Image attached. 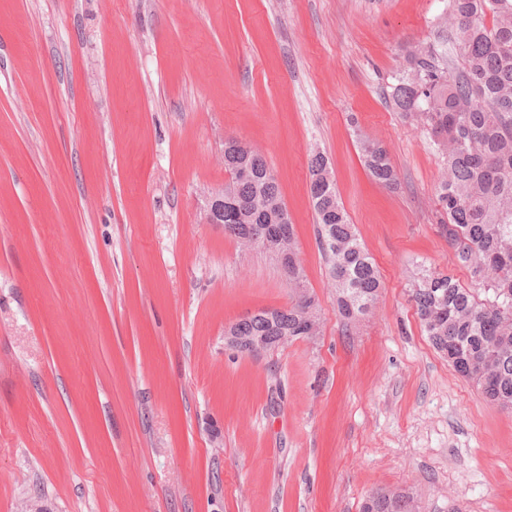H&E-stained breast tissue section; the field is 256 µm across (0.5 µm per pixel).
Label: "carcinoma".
Listing matches in <instances>:
<instances>
[{"instance_id": "cac0c4a2", "label": "carcinoma", "mask_w": 512, "mask_h": 512, "mask_svg": "<svg viewBox=\"0 0 512 512\" xmlns=\"http://www.w3.org/2000/svg\"><path fill=\"white\" fill-rule=\"evenodd\" d=\"M453 47L461 68L448 67V47L407 50L390 93L403 115L422 125L444 161L438 203L441 228L474 287L423 265L410 279V300L433 348L483 398L512 409V0H452ZM492 23H486L487 18ZM371 176L391 186L397 172L387 150L362 138ZM247 168L251 178L242 180ZM224 233L242 245L245 232L262 237L269 224L288 226V264L281 270L292 290L286 308H272L229 327L245 340L263 337L270 350L320 334L315 299L298 259L296 233L279 184L259 153L224 142ZM310 197L319 246L336 288L341 316L358 322L375 307L382 288L378 269L351 224L319 150L309 155ZM362 512H420L401 492H376Z\"/></svg>"}]
</instances>
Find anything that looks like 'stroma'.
I'll list each match as a JSON object with an SVG mask.
<instances>
[{
	"label": "stroma",
	"instance_id": "stroma-1",
	"mask_svg": "<svg viewBox=\"0 0 512 512\" xmlns=\"http://www.w3.org/2000/svg\"><path fill=\"white\" fill-rule=\"evenodd\" d=\"M451 0H0V512H512V411L423 335L415 264L470 284L443 172L389 93ZM383 144L397 186L366 169ZM277 178L319 336L248 355L224 331L292 292L207 223L224 142ZM384 284L345 325L311 149ZM359 148L366 168L378 183L385 186L396 183L397 172L387 150L380 143L368 138H361ZM362 512H420L414 500L401 492H376L367 497Z\"/></svg>",
	"mask_w": 512,
	"mask_h": 512
}]
</instances>
